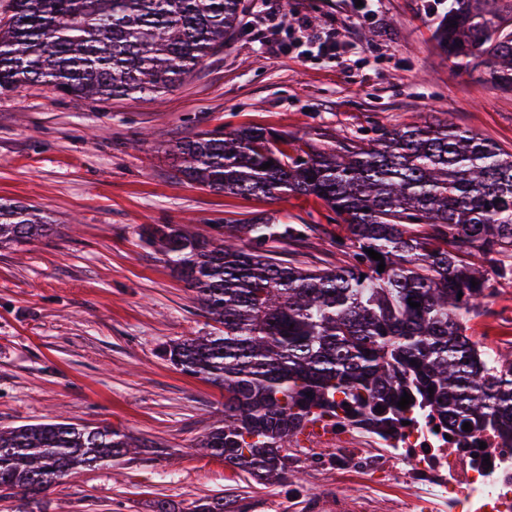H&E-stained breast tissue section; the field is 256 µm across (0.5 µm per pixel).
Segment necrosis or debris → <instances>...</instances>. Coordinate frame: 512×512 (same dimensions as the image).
Wrapping results in <instances>:
<instances>
[{
    "instance_id": "4bbe7bcc",
    "label": "necrosis or debris",
    "mask_w": 512,
    "mask_h": 512,
    "mask_svg": "<svg viewBox=\"0 0 512 512\" xmlns=\"http://www.w3.org/2000/svg\"><path fill=\"white\" fill-rule=\"evenodd\" d=\"M327 435L337 440L328 467L357 470L370 483L401 476L414 494L406 512H512V448L486 437L485 449L451 447L444 431L418 417L393 437L379 439L384 452L362 455L369 437L328 422Z\"/></svg>"
}]
</instances>
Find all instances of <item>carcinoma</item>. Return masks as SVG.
<instances>
[{
  "label": "carcinoma",
  "mask_w": 512,
  "mask_h": 512,
  "mask_svg": "<svg viewBox=\"0 0 512 512\" xmlns=\"http://www.w3.org/2000/svg\"><path fill=\"white\" fill-rule=\"evenodd\" d=\"M240 4L10 0L0 21V90L40 82L75 100L161 95L226 45ZM436 39L462 65L482 59L483 80L512 90V31L496 11L450 0ZM170 153L187 180L216 192L316 197L346 225L355 248L348 266L303 267L276 257L274 244L303 238L305 224L257 218L219 225L214 235L174 224L141 228L142 240L221 325L162 349L183 373L224 389V423L198 448L276 484L288 475L293 439L328 416L388 436L414 413L451 429L462 445L486 434L512 441V355L467 334L489 282L473 257L509 258L494 273L512 279V151L425 119L383 128L353 149L304 148L242 127L201 134ZM54 232L32 207L0 203V248ZM406 394L413 403L402 409ZM466 422L472 430L462 429ZM135 448L113 427L0 430V491L37 495ZM191 512L229 510L214 497Z\"/></svg>",
  "instance_id": "carcinoma-1"
}]
</instances>
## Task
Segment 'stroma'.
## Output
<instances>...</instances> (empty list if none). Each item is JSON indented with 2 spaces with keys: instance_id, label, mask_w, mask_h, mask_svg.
Returning a JSON list of instances; mask_svg holds the SVG:
<instances>
[{
  "instance_id": "35a3bbf8",
  "label": "stroma",
  "mask_w": 512,
  "mask_h": 512,
  "mask_svg": "<svg viewBox=\"0 0 512 512\" xmlns=\"http://www.w3.org/2000/svg\"><path fill=\"white\" fill-rule=\"evenodd\" d=\"M227 46L162 100L145 95L71 101L31 83L0 91V203L34 206L56 235L0 248V429L65 421L111 426L140 453L72 471L28 499L0 492V512H153L157 500L187 512L221 496L231 512H336L355 478L320 469L323 449L303 435L287 480L262 484L196 438L224 417V392L174 367L163 346L212 331L195 294L140 238L144 224H214L258 217L307 225L277 247L283 258L342 266L344 225L323 202L214 192L186 180L169 154L198 134L262 127L316 149L362 145L366 136L419 118L449 119L512 150V92L458 65L435 39L448 12L433 0H380L337 58L308 51L301 22L341 31L349 0H242ZM284 50L272 52L270 42ZM512 281L492 280L469 336L512 349Z\"/></svg>"
}]
</instances>
